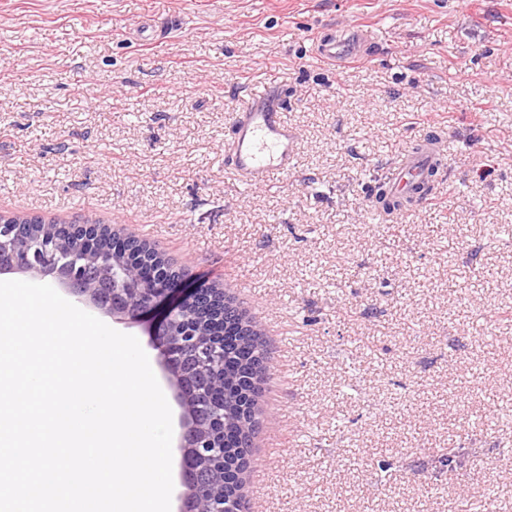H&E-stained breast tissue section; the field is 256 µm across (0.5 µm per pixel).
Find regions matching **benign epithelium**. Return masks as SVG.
Instances as JSON below:
<instances>
[{"label":"benign epithelium","mask_w":512,"mask_h":512,"mask_svg":"<svg viewBox=\"0 0 512 512\" xmlns=\"http://www.w3.org/2000/svg\"><path fill=\"white\" fill-rule=\"evenodd\" d=\"M43 224L40 237L32 225ZM61 264L56 279L79 298L129 321L138 320L181 287L182 272L157 251L131 235H122L97 219L79 224L43 223L36 218L0 215V271L47 275ZM113 263L123 270L121 282L106 288L95 268ZM260 334L245 320L222 288L198 287L165 310L154 332V346L164 360L168 383L183 409L179 466L185 491L181 512H246L241 493L249 466L250 438L258 418L256 396L267 373L265 361L248 368L251 393L241 409L248 425L229 415L237 394L239 368L224 361V337ZM233 449L234 459L224 457Z\"/></svg>","instance_id":"benign-epithelium-1"}]
</instances>
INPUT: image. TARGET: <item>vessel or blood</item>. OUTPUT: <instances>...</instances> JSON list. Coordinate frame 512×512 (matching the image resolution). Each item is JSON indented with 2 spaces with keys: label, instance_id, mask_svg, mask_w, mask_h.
I'll list each match as a JSON object with an SVG mask.
<instances>
[{
  "label": "vessel or blood",
  "instance_id": "b4317fda",
  "mask_svg": "<svg viewBox=\"0 0 512 512\" xmlns=\"http://www.w3.org/2000/svg\"><path fill=\"white\" fill-rule=\"evenodd\" d=\"M360 44L328 37L320 40L318 56L333 60L345 53L360 52ZM268 93L247 92L234 118L235 136L226 164L235 178L252 187L269 184L295 166L298 137L282 111L265 107ZM445 155L437 143L427 141L418 150L402 154L391 170V193H410L431 168L443 166Z\"/></svg>",
  "mask_w": 512,
  "mask_h": 512
}]
</instances>
